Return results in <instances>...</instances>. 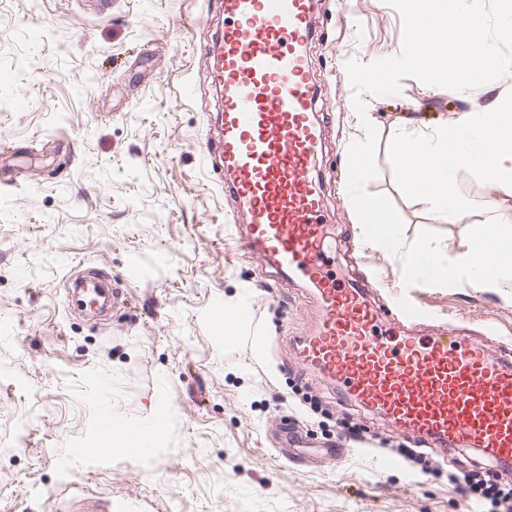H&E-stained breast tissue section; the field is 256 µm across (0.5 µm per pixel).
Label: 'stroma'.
Returning <instances> with one entry per match:
<instances>
[{
    "label": "stroma",
    "mask_w": 512,
    "mask_h": 512,
    "mask_svg": "<svg viewBox=\"0 0 512 512\" xmlns=\"http://www.w3.org/2000/svg\"><path fill=\"white\" fill-rule=\"evenodd\" d=\"M312 47L328 126L321 179L332 235L357 242L347 191V150L363 138L345 64L396 56L399 14L383 0H320ZM224 25L220 0H0V168L26 169L0 184V512H69L76 488L112 512H491L448 488L449 471L478 452L430 458V471L399 460L412 442L339 405L317 377L301 376L292 346L315 316L311 297L279 286L236 249V206L218 157V86L202 52ZM512 80L448 91L418 79L399 94L366 96L379 130L378 175L367 189L392 198L404 240L430 229L455 255L482 211L449 224L401 193L389 145L401 130L429 132L467 112L497 107ZM357 275L380 305L405 293L404 258L359 245ZM96 266L118 296L109 319L71 303L72 282ZM251 291L254 327L226 336L211 314ZM424 328L494 326L512 348V288L425 287ZM269 346L254 353L250 330ZM318 399V410L300 403ZM164 428L134 455H89L104 439L103 413ZM294 417L299 453L274 432ZM367 431L374 450L321 459L341 420Z\"/></svg>",
    "instance_id": "stroma-1"
}]
</instances>
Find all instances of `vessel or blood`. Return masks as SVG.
<instances>
[{
    "mask_svg": "<svg viewBox=\"0 0 512 512\" xmlns=\"http://www.w3.org/2000/svg\"><path fill=\"white\" fill-rule=\"evenodd\" d=\"M224 31L204 56L219 82L224 193L239 208L236 238L277 282H300L318 309L297 364L340 396L381 414L431 452L472 448L512 469V354L461 328L425 336L424 308L405 298L408 330L379 327L366 284L330 268L322 222L320 87L309 46L316 0H222Z\"/></svg>",
    "mask_w": 512,
    "mask_h": 512,
    "instance_id": "1",
    "label": "vessel or blood"
}]
</instances>
